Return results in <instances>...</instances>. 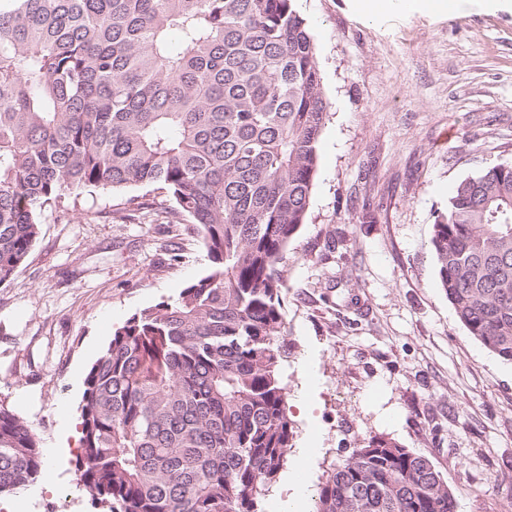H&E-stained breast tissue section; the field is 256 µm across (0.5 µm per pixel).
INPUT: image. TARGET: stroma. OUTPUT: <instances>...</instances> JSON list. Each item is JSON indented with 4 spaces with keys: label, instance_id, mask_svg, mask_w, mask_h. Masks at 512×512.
Here are the masks:
<instances>
[{
    "label": "stroma",
    "instance_id": "1",
    "mask_svg": "<svg viewBox=\"0 0 512 512\" xmlns=\"http://www.w3.org/2000/svg\"><path fill=\"white\" fill-rule=\"evenodd\" d=\"M356 0H298L330 102L304 224L288 246L282 365L294 448L264 512H299L365 438L427 456L456 512H512V365L468 335L429 239L463 180L512 163V12L363 17ZM150 206L119 223L125 201ZM156 187L82 190L46 212L0 286V407L36 431L45 468L0 512H98L78 485L86 374L114 328L175 298L209 262ZM179 247L180 261L170 250Z\"/></svg>",
    "mask_w": 512,
    "mask_h": 512
}]
</instances>
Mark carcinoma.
I'll return each mask as SVG.
<instances>
[{
	"instance_id": "1",
	"label": "carcinoma",
	"mask_w": 512,
	"mask_h": 512,
	"mask_svg": "<svg viewBox=\"0 0 512 512\" xmlns=\"http://www.w3.org/2000/svg\"><path fill=\"white\" fill-rule=\"evenodd\" d=\"M297 0H10L0 8V286L45 211L158 186L207 274L134 313L90 366L78 480L108 512H261L293 448L283 264L328 116ZM430 245L469 335L512 363V164L462 181ZM44 466L0 407V496ZM314 512H455L432 461L373 436Z\"/></svg>"
}]
</instances>
